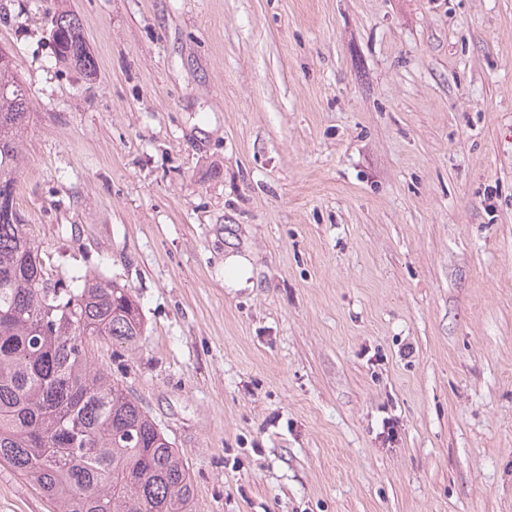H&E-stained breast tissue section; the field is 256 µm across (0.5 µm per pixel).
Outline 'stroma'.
<instances>
[{
    "label": "stroma",
    "mask_w": 512,
    "mask_h": 512,
    "mask_svg": "<svg viewBox=\"0 0 512 512\" xmlns=\"http://www.w3.org/2000/svg\"><path fill=\"white\" fill-rule=\"evenodd\" d=\"M0 46L16 206L139 302L89 348L196 512H512V0H0ZM0 512L58 509L3 465ZM54 54L58 61L93 74L96 71V60L89 51L83 36L82 23L79 16L70 10L55 12L52 16Z\"/></svg>",
    "instance_id": "obj_1"
}]
</instances>
